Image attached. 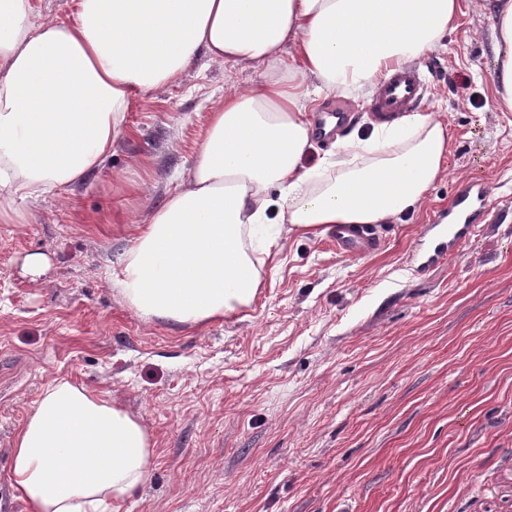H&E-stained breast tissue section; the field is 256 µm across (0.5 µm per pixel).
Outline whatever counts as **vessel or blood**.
I'll return each instance as SVG.
<instances>
[{
  "label": "vessel or blood",
  "instance_id": "b4317fda",
  "mask_svg": "<svg viewBox=\"0 0 512 512\" xmlns=\"http://www.w3.org/2000/svg\"><path fill=\"white\" fill-rule=\"evenodd\" d=\"M426 86L420 71L394 69L377 89L367 106L374 121L391 122L414 109L422 100ZM487 190L483 182L472 181L458 187L453 197L455 221L448 227L447 255H454L485 221ZM337 251L344 254H367L377 250L380 240L372 227L351 225L337 227L331 235Z\"/></svg>",
  "mask_w": 512,
  "mask_h": 512
}]
</instances>
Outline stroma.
I'll return each mask as SVG.
<instances>
[{
	"label": "stroma",
	"mask_w": 512,
	"mask_h": 512,
	"mask_svg": "<svg viewBox=\"0 0 512 512\" xmlns=\"http://www.w3.org/2000/svg\"><path fill=\"white\" fill-rule=\"evenodd\" d=\"M458 6V28L419 63L421 109L450 131L445 173L415 213L378 225L377 252L289 234L245 315L146 321L112 271L194 165L225 90L263 68L199 56L135 102L102 172L0 223V512H27L13 438L61 378L154 435L152 477L117 512H512L494 488V451L512 447V112L497 103L490 12ZM473 177L485 223L421 267L434 213ZM33 252L47 259L35 282Z\"/></svg>",
	"instance_id": "35a3bbf8"
}]
</instances>
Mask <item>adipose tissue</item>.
Here are the masks:
<instances>
[{"mask_svg": "<svg viewBox=\"0 0 512 512\" xmlns=\"http://www.w3.org/2000/svg\"><path fill=\"white\" fill-rule=\"evenodd\" d=\"M492 5L493 82L512 112V0ZM457 0H79L73 23L0 0V223L100 171L134 102L198 54L267 73L224 93L187 179L152 210L112 284L146 320L204 325L250 308L288 233L391 224L443 174L449 130L416 112L338 139L308 168L314 96L367 95L431 54ZM155 440L114 400L48 384L15 436L11 478L31 512H112L149 482Z\"/></svg>", "mask_w": 512, "mask_h": 512, "instance_id": "adipose-tissue-1", "label": "adipose tissue"}]
</instances>
